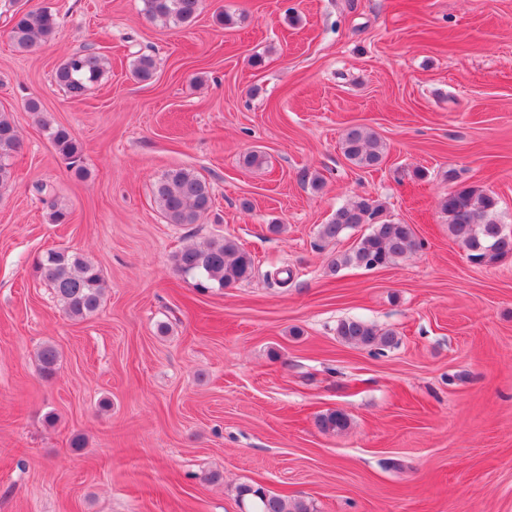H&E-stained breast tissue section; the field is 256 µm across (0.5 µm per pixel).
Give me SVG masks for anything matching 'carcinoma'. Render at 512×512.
I'll return each instance as SVG.
<instances>
[{"instance_id": "obj_1", "label": "carcinoma", "mask_w": 512, "mask_h": 512, "mask_svg": "<svg viewBox=\"0 0 512 512\" xmlns=\"http://www.w3.org/2000/svg\"><path fill=\"white\" fill-rule=\"evenodd\" d=\"M146 16L164 27L186 26L198 15L201 0H144ZM57 15L48 7L17 8L9 17V34L21 52L50 42L56 35ZM106 59L92 49L70 54L56 69L54 81L71 98L82 97L102 75ZM155 62L149 55L139 56L133 64V74L140 80L151 79ZM26 110L34 114L48 129L55 153L67 167L81 176L85 173L83 150L71 130L52 127L42 118L40 103L30 99ZM18 132L11 120L0 113V187L13 175V160L19 149ZM341 150L347 161L360 169H375L381 165L386 145L366 126H354L345 131ZM448 181L455 184L441 203L448 224V235L465 248L477 265H493L512 255V232L496 220V199L474 186L457 182L454 171H448ZM159 208L172 224H195L212 207L209 183L194 171L177 167L166 171L155 186ZM361 224L371 230L362 236L351 251L331 262L332 271L353 265L367 270L393 265L422 248L410 224L382 218L381 205L368 197H359L336 209L330 221L320 226L318 239L330 244L346 231ZM176 270L207 289L231 286L249 279L254 258L236 240L222 238L183 248L175 256ZM37 270L54 288L64 313L72 320H82L101 306L106 284L101 271L86 257L75 251L49 250L38 261ZM336 335L346 344L382 350L394 343V333L380 331L362 319H345L336 325ZM59 354L48 344L38 353L41 372L51 377L57 370ZM349 417L334 410L318 415L315 426L325 433H339L348 428ZM239 498L246 512H310L304 500H288L262 486L243 485Z\"/></svg>"}]
</instances>
